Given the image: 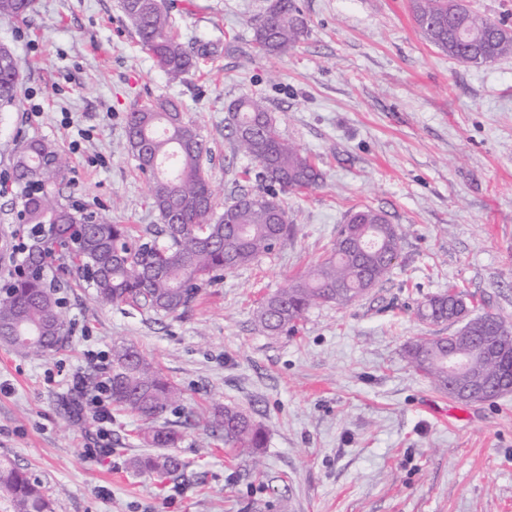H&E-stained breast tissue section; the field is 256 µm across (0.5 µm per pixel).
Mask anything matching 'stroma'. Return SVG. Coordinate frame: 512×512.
Segmentation results:
<instances>
[{"instance_id":"35a3bbf8","label":"stroma","mask_w":512,"mask_h":512,"mask_svg":"<svg viewBox=\"0 0 512 512\" xmlns=\"http://www.w3.org/2000/svg\"><path fill=\"white\" fill-rule=\"evenodd\" d=\"M409 2L297 0L306 34L264 58L253 25L270 0H166L186 46L219 47L177 83L120 0H34L30 18L0 17V42L22 66L19 101L0 115V229L17 226L11 159L31 138L66 156L72 203L140 230L158 223L125 132L149 98L178 100L205 140L216 210L257 186L225 134L239 97H261L324 174L318 189L283 194L290 232L275 253L205 285L183 314L102 305L50 273L69 341L39 356L0 344V459L38 480L54 512H512V393L455 401L406 353L455 333L417 315L451 287L512 322V56L479 67L448 57ZM365 206L404 229L391 274L267 335L262 299L324 259ZM121 343L180 389L168 422L238 406L266 431L259 457L184 426L185 478L157 481L131 469L146 452L142 423L117 408L100 452L91 401L110 372L87 354L108 358Z\"/></svg>"}]
</instances>
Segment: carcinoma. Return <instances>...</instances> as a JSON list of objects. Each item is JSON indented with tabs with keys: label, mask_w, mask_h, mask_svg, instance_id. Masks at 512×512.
Listing matches in <instances>:
<instances>
[{
	"label": "carcinoma",
	"mask_w": 512,
	"mask_h": 512,
	"mask_svg": "<svg viewBox=\"0 0 512 512\" xmlns=\"http://www.w3.org/2000/svg\"><path fill=\"white\" fill-rule=\"evenodd\" d=\"M33 0H0V15L26 17ZM122 11L141 46L157 68L175 82L197 67L198 59L216 52L210 41L197 40L188 51L174 30L165 0H123ZM413 18L427 40L441 51L475 66L512 55V32L475 13L465 0H411ZM307 31V20L295 0H271L253 28V44L262 57H280L295 48ZM21 65L12 49L0 46V107L15 104ZM229 136L237 151L259 167L264 187L236 197L224 212H215L203 155L206 146L173 100H149L127 114L128 150L139 157L146 148L154 166L138 163L148 180L150 204L161 223L136 233L129 224H114L102 215L84 214L64 201L66 162L44 140H28L12 159L20 201L18 217L25 226L23 272L0 295V342L27 354L58 351L69 330L60 300L44 271L57 261L75 267L80 280L102 304L127 306L155 314L187 310L203 284L224 272L248 266L271 254L288 238V218L279 192H305L320 186L323 173L313 159L279 130L276 117L258 96H244L228 107ZM403 229L384 212L364 207L341 225L329 254L289 287L269 296L258 311L263 330L271 335L294 327L304 313L320 303L345 306L392 271ZM457 314L448 293L427 298L421 319L448 322ZM495 333L512 337V324L493 313H482ZM470 354L473 377L493 385L487 396L512 392V359L493 363L475 336ZM413 368L441 391H448V338H422L407 350ZM112 404L144 421L142 442L169 452L145 454L131 468L161 481L184 476L185 461L173 449L183 432L177 424H158L178 399V388L134 346L112 350ZM204 427L224 439V446L254 455L265 447L266 434L250 414L235 406L216 404L201 420L192 414L184 424ZM0 491L15 512H52L40 483L8 459L0 460Z\"/></svg>",
	"instance_id": "carcinoma-1"
}]
</instances>
